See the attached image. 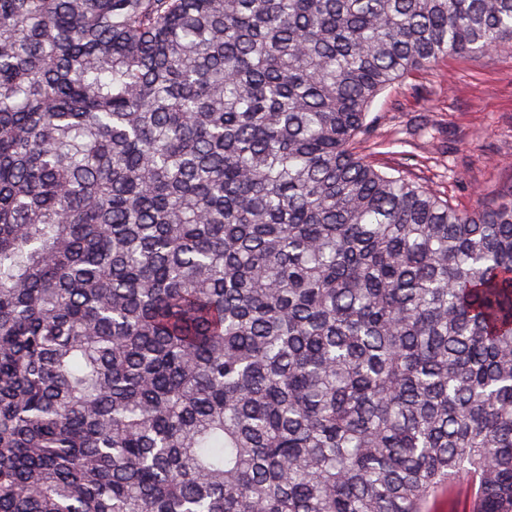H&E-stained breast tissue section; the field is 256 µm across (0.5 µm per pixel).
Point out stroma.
Here are the masks:
<instances>
[{
  "label": "stroma",
  "instance_id": "stroma-1",
  "mask_svg": "<svg viewBox=\"0 0 512 512\" xmlns=\"http://www.w3.org/2000/svg\"><path fill=\"white\" fill-rule=\"evenodd\" d=\"M357 151L461 210L512 188V42L453 55L399 77L374 102Z\"/></svg>",
  "mask_w": 512,
  "mask_h": 512
}]
</instances>
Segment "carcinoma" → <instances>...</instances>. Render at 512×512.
<instances>
[{"label":"carcinoma","instance_id":"cac0c4a2","mask_svg":"<svg viewBox=\"0 0 512 512\" xmlns=\"http://www.w3.org/2000/svg\"><path fill=\"white\" fill-rule=\"evenodd\" d=\"M512 0H0V512H512V190L355 150Z\"/></svg>","mask_w":512,"mask_h":512}]
</instances>
